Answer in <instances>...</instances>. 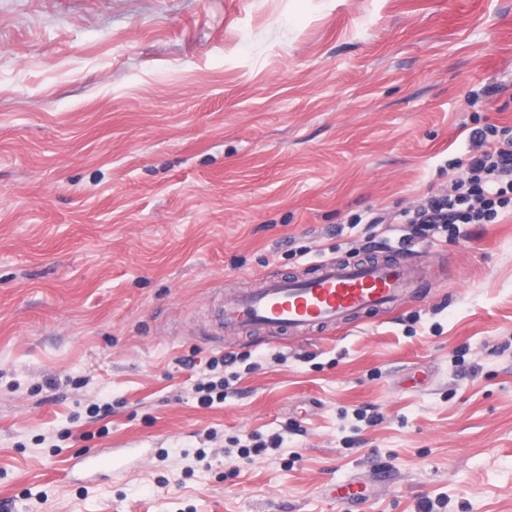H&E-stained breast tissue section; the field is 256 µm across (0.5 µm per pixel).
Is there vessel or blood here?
<instances>
[{
    "instance_id": "vessel-or-blood-1",
    "label": "vessel or blood",
    "mask_w": 512,
    "mask_h": 512,
    "mask_svg": "<svg viewBox=\"0 0 512 512\" xmlns=\"http://www.w3.org/2000/svg\"><path fill=\"white\" fill-rule=\"evenodd\" d=\"M416 276L411 253L403 249L383 261H320L309 276L267 274L257 287L219 297L215 322L231 334L249 329L300 336L314 326L335 328L394 311Z\"/></svg>"
}]
</instances>
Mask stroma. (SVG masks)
Segmentation results:
<instances>
[{"label":"stroma","mask_w":512,"mask_h":512,"mask_svg":"<svg viewBox=\"0 0 512 512\" xmlns=\"http://www.w3.org/2000/svg\"><path fill=\"white\" fill-rule=\"evenodd\" d=\"M486 124L512 126V0H0V502L512 512L511 209L416 243L392 314L201 324L218 289L396 243ZM253 433L282 443L231 452ZM228 382L224 380V375L219 380H208L196 385L195 390L198 404L203 408L212 407L214 403L224 402L225 389Z\"/></svg>","instance_id":"35a3bbf8"}]
</instances>
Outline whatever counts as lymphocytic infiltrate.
<instances>
[{
    "mask_svg": "<svg viewBox=\"0 0 512 512\" xmlns=\"http://www.w3.org/2000/svg\"><path fill=\"white\" fill-rule=\"evenodd\" d=\"M471 138L479 152L469 158L465 177L426 199L410 217L412 231L401 236V244L438 233L456 236L460 225L493 223L512 206V126L487 124L473 129Z\"/></svg>",
    "mask_w": 512,
    "mask_h": 512,
    "instance_id": "f902f5d3",
    "label": "lymphocytic infiltrate"
}]
</instances>
